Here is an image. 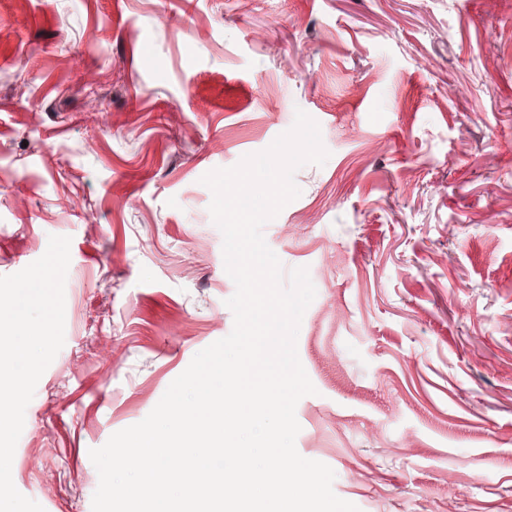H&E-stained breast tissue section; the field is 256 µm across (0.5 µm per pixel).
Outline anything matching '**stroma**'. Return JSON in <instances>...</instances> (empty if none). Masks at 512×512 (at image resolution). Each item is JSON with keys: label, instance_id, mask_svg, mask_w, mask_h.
<instances>
[{"label": "stroma", "instance_id": "stroma-1", "mask_svg": "<svg viewBox=\"0 0 512 512\" xmlns=\"http://www.w3.org/2000/svg\"><path fill=\"white\" fill-rule=\"evenodd\" d=\"M299 109L330 156L263 228L316 289L298 453L360 512H512V0H0V276L71 239L11 467L44 512L231 332L200 179Z\"/></svg>", "mask_w": 512, "mask_h": 512}]
</instances>
